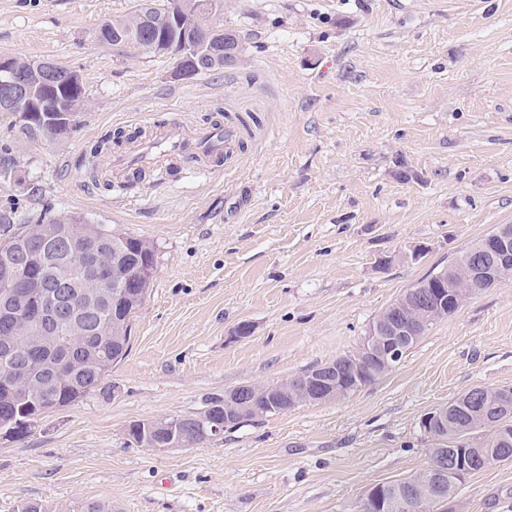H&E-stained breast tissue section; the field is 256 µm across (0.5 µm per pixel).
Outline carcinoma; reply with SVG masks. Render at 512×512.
<instances>
[{"label":"carcinoma","instance_id":"carcinoma-1","mask_svg":"<svg viewBox=\"0 0 512 512\" xmlns=\"http://www.w3.org/2000/svg\"><path fill=\"white\" fill-rule=\"evenodd\" d=\"M197 0H136L134 8L123 16L105 21L98 27L97 40L102 44L117 46L112 32L121 31L129 43L157 54L156 42L179 43L187 27L194 25ZM179 19L165 24L152 32L153 40L145 39L151 23L160 21L170 13ZM198 49H213V57L202 73L224 69V29L212 26L210 32L192 41ZM71 69L54 64V80L36 87V98L45 111L52 113L49 121L31 126L10 125L12 142L0 146V177H11L15 164L13 144L39 141H62L69 137L77 123L62 120L56 107L64 106L74 117L87 110L88 97L82 84H74ZM45 240L65 243L71 252L86 254L100 243L106 244L99 277L107 281L110 297L94 312L85 315L75 328L61 324L56 335L68 337L73 361L65 373L56 370L61 353L41 320L32 310L41 308L51 313L57 305L54 284H37L27 277V272L16 270L12 289L13 309L27 314L23 326L25 337L13 340L12 355L0 352V432L11 438L21 439L30 433L39 417L53 409L69 406L90 396L110 393L106 381L112 364L121 359L129 349L132 320L144 304L152 279H141L142 287L124 290L127 280L140 279L146 269L154 268L155 254L152 244L142 238L119 233L105 224H90L75 215L40 216L33 224L14 225L12 212L0 213V267L3 257L21 250H32ZM278 384H269L258 391L255 409L233 412L229 427H235L256 417L278 413L275 409ZM502 389L486 388L479 403L466 412L469 400L464 395L442 407L448 413V422L426 431L434 446L451 448L468 466V474L489 466L512 461V444L495 445L498 427L512 430V404L500 405ZM207 416L215 423L224 422V399L211 397L205 400L203 410L195 415L171 417L155 421H135L127 429V435L144 448H166L178 442L183 448H199L215 437L198 429L197 419ZM482 440V448L490 451L493 458L486 464L473 461L476 451L469 444L473 438ZM460 482L441 486L430 474L418 472L413 476L386 484V512H407L404 499L412 493L428 497L426 508L449 512L440 504V498L452 502Z\"/></svg>","mask_w":512,"mask_h":512}]
</instances>
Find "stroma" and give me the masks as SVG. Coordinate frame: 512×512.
<instances>
[{"mask_svg": "<svg viewBox=\"0 0 512 512\" xmlns=\"http://www.w3.org/2000/svg\"><path fill=\"white\" fill-rule=\"evenodd\" d=\"M132 6L0 0V56L77 70L90 101L65 142L17 146L0 211L111 225L152 242L156 265L110 397L0 437V512L89 499L114 512H361L369 488L427 466L429 412L476 385L512 387V276L344 399L201 448H142L127 427L352 352L406 289L512 224V0H224L214 20L245 34L242 59L190 78L171 57L96 41ZM217 121L233 137L213 170L111 171L117 132ZM242 323L251 336H236ZM450 507L512 512V461L469 476Z\"/></svg>", "mask_w": 512, "mask_h": 512, "instance_id": "35a3bbf8", "label": "stroma"}]
</instances>
